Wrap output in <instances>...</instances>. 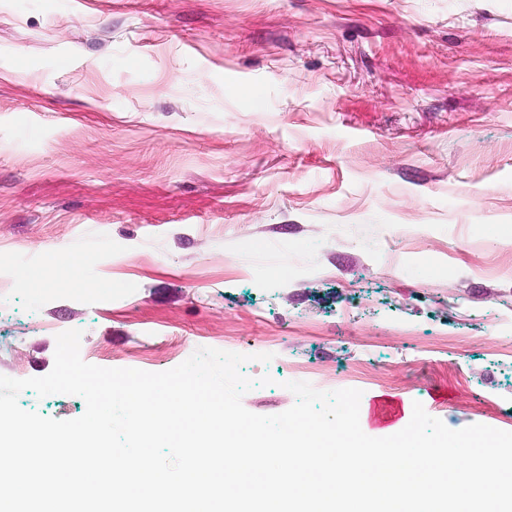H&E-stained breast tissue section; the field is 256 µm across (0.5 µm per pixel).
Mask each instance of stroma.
I'll return each instance as SVG.
<instances>
[{"label":"stroma","instance_id":"35a3bbf8","mask_svg":"<svg viewBox=\"0 0 512 512\" xmlns=\"http://www.w3.org/2000/svg\"><path fill=\"white\" fill-rule=\"evenodd\" d=\"M212 327L252 413L328 369L399 405L369 436L512 432V0H0V375L69 329L162 372Z\"/></svg>","mask_w":512,"mask_h":512}]
</instances>
